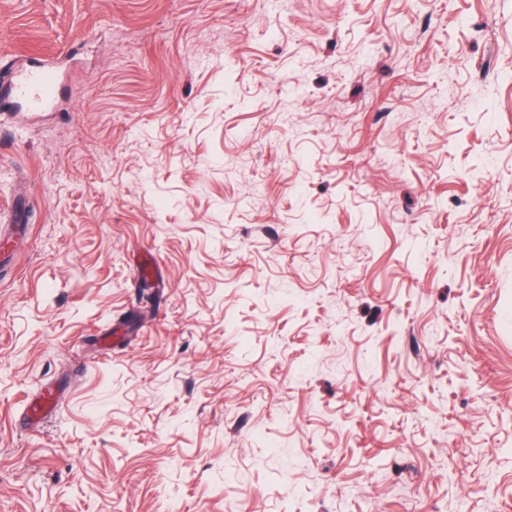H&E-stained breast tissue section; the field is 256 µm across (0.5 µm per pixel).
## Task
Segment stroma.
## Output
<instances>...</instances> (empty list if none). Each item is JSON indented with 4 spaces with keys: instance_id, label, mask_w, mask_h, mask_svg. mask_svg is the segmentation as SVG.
<instances>
[{
    "instance_id": "35a3bbf8",
    "label": "stroma",
    "mask_w": 512,
    "mask_h": 512,
    "mask_svg": "<svg viewBox=\"0 0 512 512\" xmlns=\"http://www.w3.org/2000/svg\"><path fill=\"white\" fill-rule=\"evenodd\" d=\"M0 242V512H512V0H0ZM57 81L58 74L52 67L37 66L14 84V91L31 110L37 111L52 100Z\"/></svg>"
}]
</instances>
